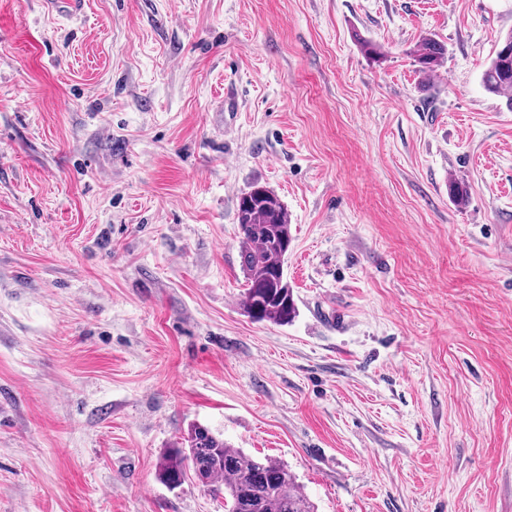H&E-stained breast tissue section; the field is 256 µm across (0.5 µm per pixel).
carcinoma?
I'll return each mask as SVG.
<instances>
[{
  "label": "carcinoma",
  "mask_w": 512,
  "mask_h": 512,
  "mask_svg": "<svg viewBox=\"0 0 512 512\" xmlns=\"http://www.w3.org/2000/svg\"><path fill=\"white\" fill-rule=\"evenodd\" d=\"M445 57L444 43L433 36L422 38L414 62L423 82L430 81ZM482 82L512 108V33L500 41ZM237 221L245 313L257 322H293L297 305L284 275L292 235L284 204L272 190L255 186L239 198ZM190 473L202 486L224 490V512H314L287 465L234 448L201 424L189 429L185 447L169 449L159 462L160 479L172 487Z\"/></svg>",
  "instance_id": "cac0c4a2"
}]
</instances>
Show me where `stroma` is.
I'll use <instances>...</instances> for the list:
<instances>
[{
  "label": "stroma",
  "instance_id": "stroma-1",
  "mask_svg": "<svg viewBox=\"0 0 512 512\" xmlns=\"http://www.w3.org/2000/svg\"><path fill=\"white\" fill-rule=\"evenodd\" d=\"M83 2L0 0V512H224L158 478L194 423L316 512H512V0ZM257 184L287 325L241 305ZM484 88L492 94L506 98L512 109V33L507 34L483 72ZM446 57V46L434 36L422 38L415 50L414 62L418 73L422 76V82L428 84L444 63ZM237 221L245 313L257 322H293L298 310L293 288L284 275L285 258L293 240L284 204L272 190L254 186L238 200Z\"/></svg>",
  "mask_w": 512,
  "mask_h": 512
}]
</instances>
